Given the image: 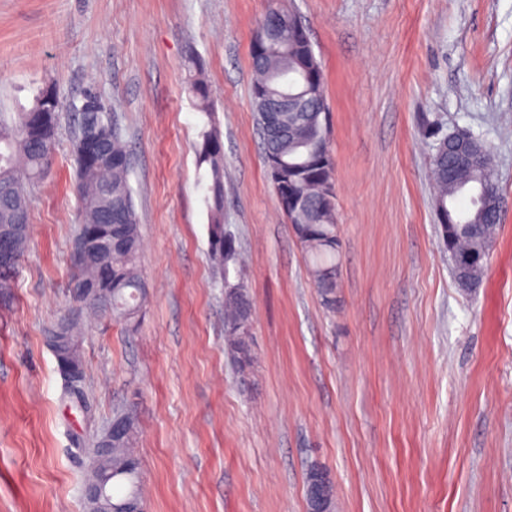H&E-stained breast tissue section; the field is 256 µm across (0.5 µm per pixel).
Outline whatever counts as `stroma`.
<instances>
[{
  "mask_svg": "<svg viewBox=\"0 0 512 512\" xmlns=\"http://www.w3.org/2000/svg\"><path fill=\"white\" fill-rule=\"evenodd\" d=\"M286 3L330 105L332 312L264 164L250 49L268 0H0V113L48 86L66 108L89 92L107 106L133 152L147 289L135 326H86L74 406L45 342L75 308V127L63 122L0 292V512H85V449L118 409L138 423L146 512H307L314 464L334 480L336 512H512V0ZM192 54L253 304L247 390L224 347L197 188ZM455 131L490 146L503 201L488 274L468 293L430 181L436 136ZM189 70H193L189 93L195 98L197 107L209 117L211 116L210 88L205 79L203 68L199 61L191 56L188 58Z\"/></svg>",
  "mask_w": 512,
  "mask_h": 512,
  "instance_id": "stroma-1",
  "label": "stroma"
}]
</instances>
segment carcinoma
Instances as JSON below:
<instances>
[{
	"mask_svg": "<svg viewBox=\"0 0 512 512\" xmlns=\"http://www.w3.org/2000/svg\"><path fill=\"white\" fill-rule=\"evenodd\" d=\"M287 45L263 40V51L252 50L255 73L252 104L258 108L261 94H273L287 86L310 89L319 112L301 116L281 112L278 128L270 134L266 116L256 112L263 134L264 159L274 158L279 167L267 170L280 208L292 224L303 249L310 257V275L323 306H336L338 266L336 194L331 191L334 161L327 136L330 111L325 96V79L320 60L305 35L286 28ZM193 70L189 93L197 107L211 115L210 88L199 61L191 56ZM263 93H258V90ZM63 119L55 90L46 88L34 98L31 108L0 119V232L11 237L13 261L0 269V289L10 287V276L28 246L29 190L52 164L54 144ZM109 154L98 155L73 141L80 206L78 238L112 239L116 246L89 263L72 260L73 283L97 282L100 297L84 302V308L110 314L116 320L133 322L144 298L139 265L142 235L137 222L132 189L129 184L131 152L117 126H105ZM196 146V165L204 170L197 184L204 190L212 265L224 274V345L245 387L255 360L252 331L239 327L252 303L242 277L240 252L235 239L224 228V146L216 127L202 131ZM474 153L482 158L478 166H461L448 150V136L436 140L431 157V175L435 185L434 209L437 223L444 226L443 241L448 253L463 263L457 270L460 288L465 282L481 285L488 258L500 227L501 215L494 213L487 196L498 194L494 180L492 154L481 139L471 135ZM472 191L473 208L460 211L456 198ZM112 214V222L106 215ZM129 435L113 445L112 455L100 459L90 449L94 471L112 473L109 483L112 507L142 502L139 469L134 442L135 419H130Z\"/></svg>",
	"mask_w": 512,
	"mask_h": 512,
	"instance_id": "1",
	"label": "carcinoma"
}]
</instances>
